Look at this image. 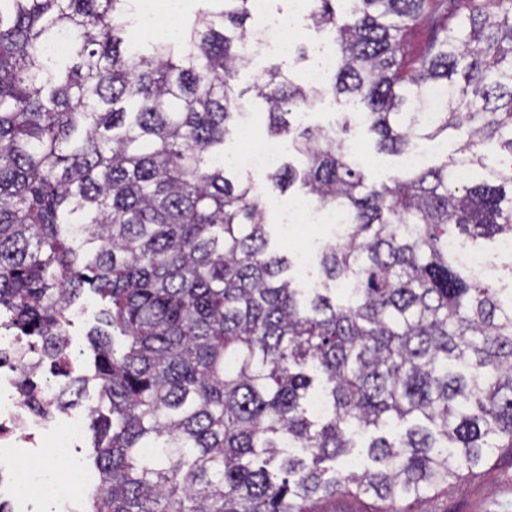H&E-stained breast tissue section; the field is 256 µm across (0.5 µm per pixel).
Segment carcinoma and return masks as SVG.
<instances>
[{"label": "carcinoma", "mask_w": 512, "mask_h": 512, "mask_svg": "<svg viewBox=\"0 0 512 512\" xmlns=\"http://www.w3.org/2000/svg\"><path fill=\"white\" fill-rule=\"evenodd\" d=\"M249 2L196 0L178 40L142 53L127 0H0V315L60 362L82 288L107 305L89 512H318L336 496L411 512L512 454V0H314L328 84L271 65L250 88L302 162L266 180L345 216L307 296L270 247L263 190L224 164ZM343 99L380 152L459 147L371 183L346 117L292 127ZM357 435L371 466L336 469ZM457 147V141L448 138V142H420L419 151L423 155V159L427 158L428 164L433 165L447 155L449 157L454 154Z\"/></svg>", "instance_id": "carcinoma-1"}]
</instances>
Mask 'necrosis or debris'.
<instances>
[{
    "mask_svg": "<svg viewBox=\"0 0 512 512\" xmlns=\"http://www.w3.org/2000/svg\"><path fill=\"white\" fill-rule=\"evenodd\" d=\"M296 13L269 16L246 38V53L287 54ZM40 358L19 333L0 331V512H75L83 496L97 490L94 471L76 454L89 410L62 413L66 387L47 383L35 397L20 389L22 374L39 369ZM65 460L64 472L51 464Z\"/></svg>",
    "mask_w": 512,
    "mask_h": 512,
    "instance_id": "obj_1",
    "label": "necrosis or debris"
}]
</instances>
